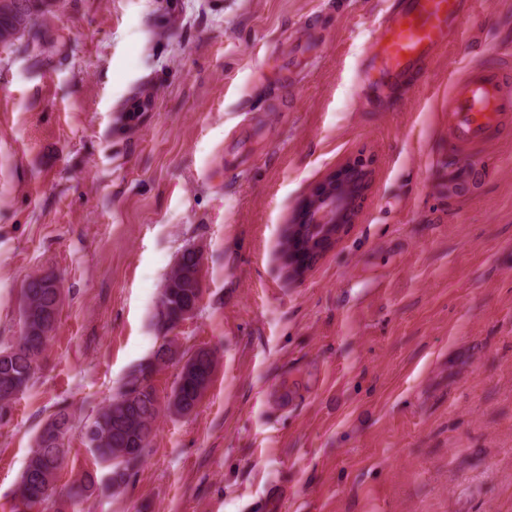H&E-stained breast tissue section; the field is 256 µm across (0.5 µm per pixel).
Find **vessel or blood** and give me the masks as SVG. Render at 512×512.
<instances>
[{
    "label": "vessel or blood",
    "instance_id": "b4317fda",
    "mask_svg": "<svg viewBox=\"0 0 512 512\" xmlns=\"http://www.w3.org/2000/svg\"><path fill=\"white\" fill-rule=\"evenodd\" d=\"M468 0H399L377 20L363 80L378 87L427 68L463 17ZM512 128V67L475 65L453 82L448 98L452 152L474 155Z\"/></svg>",
    "mask_w": 512,
    "mask_h": 512
}]
</instances>
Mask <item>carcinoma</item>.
Segmentation results:
<instances>
[{"label": "carcinoma", "instance_id": "carcinoma-1", "mask_svg": "<svg viewBox=\"0 0 512 512\" xmlns=\"http://www.w3.org/2000/svg\"><path fill=\"white\" fill-rule=\"evenodd\" d=\"M53 0H0V34H8L0 43L13 45L22 36L39 38L35 20L49 11ZM303 231L281 241V253L306 254L317 246L322 232L319 224H304ZM193 248H185L168 273L155 315V327L170 331L183 313L196 311L198 289L185 279L188 263L194 261ZM58 289L30 278L23 289L19 307L20 321L26 331L12 345L0 349V410L12 406L15 397L33 380L45 351L47 340L57 321L49 314L57 307ZM178 359L179 373L169 395L167 409L187 416L198 406L218 365L216 353L199 347L182 352L170 338H164L151 356L131 366L103 406L86 426L84 438L91 448L95 468L82 471L72 480L65 497L59 498L56 483L66 467L68 449L65 439L72 426L68 408L59 406L49 415L35 437V448L28 456L20 478L18 498L25 510L13 506V512H75L80 499L101 489L120 490L138 472L154 437L161 400L154 375L169 361Z\"/></svg>", "mask_w": 512, "mask_h": 512}]
</instances>
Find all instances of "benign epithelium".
Returning <instances> with one entry per match:
<instances>
[{
	"mask_svg": "<svg viewBox=\"0 0 512 512\" xmlns=\"http://www.w3.org/2000/svg\"><path fill=\"white\" fill-rule=\"evenodd\" d=\"M372 183V173L363 161H346L310 188L288 219L290 224H325L331 231L323 249H328L355 223Z\"/></svg>",
	"mask_w": 512,
	"mask_h": 512,
	"instance_id": "benign-epithelium-1",
	"label": "benign epithelium"
}]
</instances>
